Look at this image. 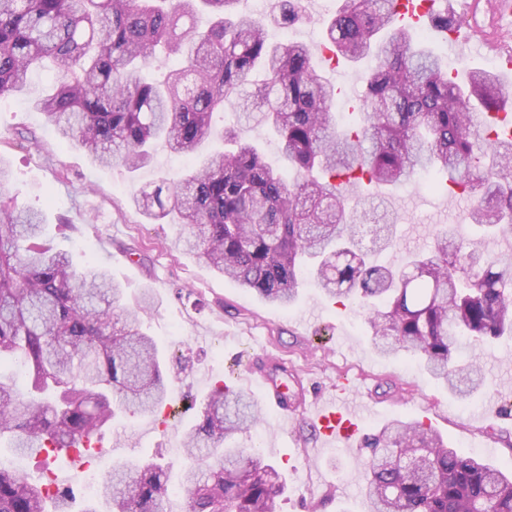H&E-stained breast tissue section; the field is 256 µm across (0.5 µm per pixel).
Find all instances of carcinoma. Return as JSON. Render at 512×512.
Wrapping results in <instances>:
<instances>
[{"mask_svg": "<svg viewBox=\"0 0 512 512\" xmlns=\"http://www.w3.org/2000/svg\"><path fill=\"white\" fill-rule=\"evenodd\" d=\"M390 2L343 0L327 24L335 56L376 60L343 127L333 112L339 92L316 73L308 47L270 43L262 20L236 10L239 0H0V96L29 93V73L53 68L56 85L29 97L33 108L93 164L136 171L157 141L195 155L213 115L261 69L242 116L277 134L293 178L225 128L224 150L140 188L135 204L154 221L177 216L188 228L185 253L269 304L292 305L307 271L326 295L364 310L380 354L421 355L433 379L466 399L485 383L482 345L512 337V266L446 228L405 264H376L372 253L392 242L387 212L350 213L346 201L427 170L435 187L451 180L470 200L468 220L486 237L511 235L512 139L476 120L501 101L497 74L449 72L394 23ZM199 11L211 16L205 30L193 23ZM278 18L300 19V0H278ZM159 56L177 67L148 83L143 70ZM44 231L41 213L0 200V369L23 368L21 384L0 374V443L38 451L48 466L73 447L94 455L78 441L95 442L118 416L158 412L169 384L142 330L151 289L124 307L107 268L75 270ZM462 337L475 350L455 365ZM201 415L185 444L183 512H277L285 477L235 444L260 422L256 403L220 381ZM366 448L368 512H512V476L419 422L395 418ZM170 489L167 466L131 462L112 469L103 500L109 512H167ZM75 498L74 488L36 483L0 457V512H63Z\"/></svg>", "mask_w": 512, "mask_h": 512, "instance_id": "obj_1", "label": "carcinoma"}]
</instances>
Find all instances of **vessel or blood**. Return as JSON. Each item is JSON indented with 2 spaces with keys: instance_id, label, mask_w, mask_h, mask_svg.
I'll return each mask as SVG.
<instances>
[{
  "instance_id": "1",
  "label": "vessel or blood",
  "mask_w": 512,
  "mask_h": 512,
  "mask_svg": "<svg viewBox=\"0 0 512 512\" xmlns=\"http://www.w3.org/2000/svg\"><path fill=\"white\" fill-rule=\"evenodd\" d=\"M456 6L468 23L440 31L441 42L459 49L466 48L481 33L483 26H490L498 43L512 40V0H455ZM433 0H396L398 21L423 27L430 22ZM483 120L503 134L512 137V109L500 106L484 112ZM268 356L255 357L247 369L249 381L260 394L264 406L274 409L280 419L297 416L308 417L317 428L324 442L353 448L359 432L360 416L349 404L354 394L351 379H342L336 393L328 397L309 396L303 380H296L295 392H287L271 368Z\"/></svg>"
}]
</instances>
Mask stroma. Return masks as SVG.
I'll return each mask as SVG.
<instances>
[{
  "mask_svg": "<svg viewBox=\"0 0 512 512\" xmlns=\"http://www.w3.org/2000/svg\"><path fill=\"white\" fill-rule=\"evenodd\" d=\"M302 7L301 18L288 29L268 23V35L275 42L305 43L317 72L346 92L336 111H349L350 97L363 90L375 62L367 58L331 66L321 46L336 10L323 8L321 0H302ZM215 121L220 128L237 126L270 163L287 169L275 137L243 123L236 108H226ZM0 155L12 164L7 194L15 207L42 211L47 238L71 251L78 269L105 264L124 285L129 308L137 305L142 288L154 292L144 329L164 348L169 398L161 414L137 415L104 432L102 444L114 461H154L180 472L184 457L178 449L216 381L258 399V388L245 382L244 372L249 355L263 347L300 371L320 395L330 393L339 374L363 378L383 401L363 414L361 434L378 432L397 417L425 416L459 454L512 469V340L482 350L485 387L470 399H457L423 370L420 356L408 351L381 356L364 315L333 304L312 279H304L298 300L281 309L184 255L178 248L183 226L147 220L132 196L139 187L187 167V158L159 145L150 163L135 172L92 165L81 150L56 139L40 113L15 96L0 98ZM369 194L384 199L398 217L396 243L377 255L378 263H404L409 254L429 249L449 224L458 239L480 235L467 220L468 200L448 198L445 191L431 189L429 181L376 185ZM238 441L246 448L260 444L284 473L288 491L279 512H366L365 449L315 456L319 441L308 421L284 424L268 412Z\"/></svg>",
  "mask_w": 512,
  "mask_h": 512,
  "instance_id": "1",
  "label": "stroma"
}]
</instances>
